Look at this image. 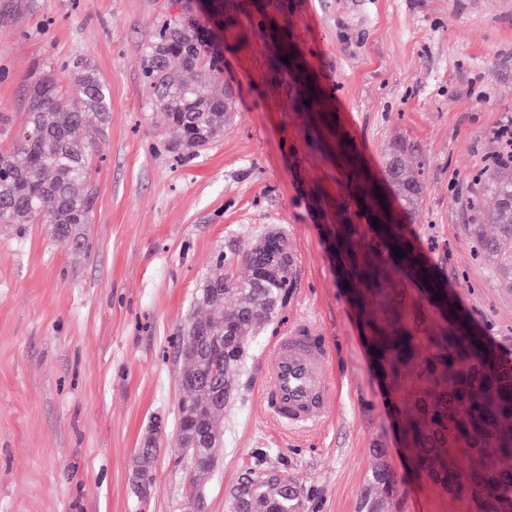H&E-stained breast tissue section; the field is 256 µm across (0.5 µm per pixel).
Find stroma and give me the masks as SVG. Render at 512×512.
Instances as JSON below:
<instances>
[{"mask_svg": "<svg viewBox=\"0 0 512 512\" xmlns=\"http://www.w3.org/2000/svg\"><path fill=\"white\" fill-rule=\"evenodd\" d=\"M174 0H0V149L46 66L90 63L110 93L97 144L87 239L78 250L43 224L0 223V512H192L177 458L181 394L174 345L218 256L287 235L296 286L241 369L224 446L202 480L205 512L230 494L256 448L301 486L300 512H361L381 448L404 479L385 512H477L417 474L392 389L366 339L340 225L372 223L383 195L434 281L479 335L512 358V273L478 254L470 203L487 159L512 149V0H219L196 19L224 59L234 97L223 135L179 157L142 76ZM293 46L321 91L279 65ZM421 174L403 213L385 173L396 144ZM312 320L331 348L338 398L326 421L289 432L266 413L258 377L277 336ZM162 420L147 493L137 452Z\"/></svg>", "mask_w": 512, "mask_h": 512, "instance_id": "obj_1", "label": "stroma"}]
</instances>
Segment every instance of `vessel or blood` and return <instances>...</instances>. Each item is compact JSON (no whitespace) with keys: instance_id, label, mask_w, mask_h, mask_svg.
<instances>
[{"instance_id":"obj_1","label":"vessel or blood","mask_w":512,"mask_h":512,"mask_svg":"<svg viewBox=\"0 0 512 512\" xmlns=\"http://www.w3.org/2000/svg\"><path fill=\"white\" fill-rule=\"evenodd\" d=\"M330 358L324 336L307 319L300 320L274 343L259 397L281 428H314L325 421L337 392Z\"/></svg>"}]
</instances>
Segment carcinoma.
<instances>
[{
	"instance_id": "cac0c4a2",
	"label": "carcinoma",
	"mask_w": 512,
	"mask_h": 512,
	"mask_svg": "<svg viewBox=\"0 0 512 512\" xmlns=\"http://www.w3.org/2000/svg\"><path fill=\"white\" fill-rule=\"evenodd\" d=\"M193 0H178L181 12L158 26L143 58L144 80L163 121L179 131L177 148L187 158L201 153L231 120L230 91L218 93L220 69L194 17ZM64 87L55 70L42 69L28 88L26 116L13 145L0 151V222L49 226L63 245H76L72 228L89 223L95 203L90 187L94 144L80 137L87 113L109 122L107 88L96 69L76 60ZM406 147H393L386 173L400 191L405 212L417 208L423 183L408 168ZM482 192L495 196L496 232L482 229L478 204L472 235L486 256L512 266V164L494 162ZM355 270L363 290L383 308L367 319L372 351L400 393L413 403L404 428L411 460L447 492L458 473L470 474L478 512H512V360L502 359L456 315L445 288H422L429 277L401 224H381ZM403 251L396 257L394 249ZM248 273L234 279L209 276L196 294L178 348L176 432L179 450L197 455L193 469L204 476L217 462L224 434L220 420L238 391L239 371L256 337L287 300L296 283V260L282 233H269L238 249ZM157 442L138 449L135 480L140 490L154 482ZM380 462L364 490L362 512H381L402 496V482L376 450ZM300 489L283 472L265 466L264 453L242 474L231 512H299Z\"/></svg>"
}]
</instances>
